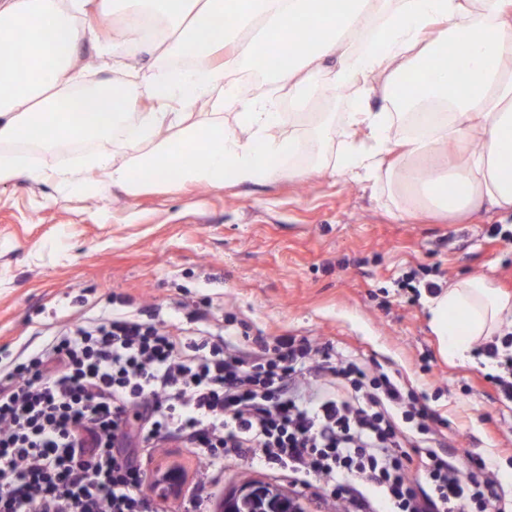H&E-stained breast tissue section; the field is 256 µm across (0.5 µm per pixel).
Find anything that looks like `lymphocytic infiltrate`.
Segmentation results:
<instances>
[{
    "label": "lymphocytic infiltrate",
    "instance_id": "1",
    "mask_svg": "<svg viewBox=\"0 0 512 512\" xmlns=\"http://www.w3.org/2000/svg\"><path fill=\"white\" fill-rule=\"evenodd\" d=\"M256 343L111 313L57 329L0 368V512H161L170 442L201 466L183 512L243 458L320 483L326 512H512L397 373L330 344Z\"/></svg>",
    "mask_w": 512,
    "mask_h": 512
}]
</instances>
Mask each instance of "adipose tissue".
<instances>
[{
  "label": "adipose tissue",
  "mask_w": 512,
  "mask_h": 512,
  "mask_svg": "<svg viewBox=\"0 0 512 512\" xmlns=\"http://www.w3.org/2000/svg\"><path fill=\"white\" fill-rule=\"evenodd\" d=\"M85 0H0V184L21 177L84 189L77 169L39 171L18 152L23 143L65 145L93 140L83 167L97 169V193L119 186L136 194L151 178L221 186L275 181L287 171L302 141L284 136V113L260 97L224 83L225 46L254 64H267L272 82L287 83L311 103L321 88L336 90L370 74L387 75L384 98L413 121L407 139L393 142L396 112L354 113L376 156L350 154L343 170L386 178L399 212L422 207L463 217L488 206L512 211V0H101V14L118 13L127 40L155 43L172 37L184 67L159 70L142 95L125 85L103 86L94 108L74 86L78 49L88 28L77 18ZM337 56L322 81L311 64ZM214 98L237 113V128L223 120L188 123L190 109ZM177 139L158 141L163 126ZM454 147L456 159L438 156ZM134 154L113 162V149ZM398 151V164L382 169L379 154ZM430 325L441 353L466 361L479 342L493 341L512 321V295L485 277L461 279L426 294Z\"/></svg>",
  "instance_id": "ef3b65f1"
}]
</instances>
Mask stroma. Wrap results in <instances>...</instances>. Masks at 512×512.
<instances>
[{
    "label": "stroma",
    "instance_id": "35a3bbf8",
    "mask_svg": "<svg viewBox=\"0 0 512 512\" xmlns=\"http://www.w3.org/2000/svg\"><path fill=\"white\" fill-rule=\"evenodd\" d=\"M98 4L88 0L81 25L95 28L97 42L121 39L120 16L102 18ZM97 42L80 47L87 82L168 63L139 45L124 69L112 68ZM385 81L376 74L306 106L287 85H266L265 96L315 146L313 159H298V177L221 187L151 179L135 196L29 178L0 184V361L80 316L144 310L179 321L187 303L247 347L259 336L329 341L398 373L452 445L480 453L512 493V399L490 382L481 356L446 362L422 296L397 286L410 272L441 287L481 274L512 292V241L503 237L512 213L484 208L451 220L416 208L400 216L385 181L333 172L366 140L364 128L350 126L356 101L385 111ZM325 118L336 134L318 144Z\"/></svg>",
    "mask_w": 512,
    "mask_h": 512
}]
</instances>
